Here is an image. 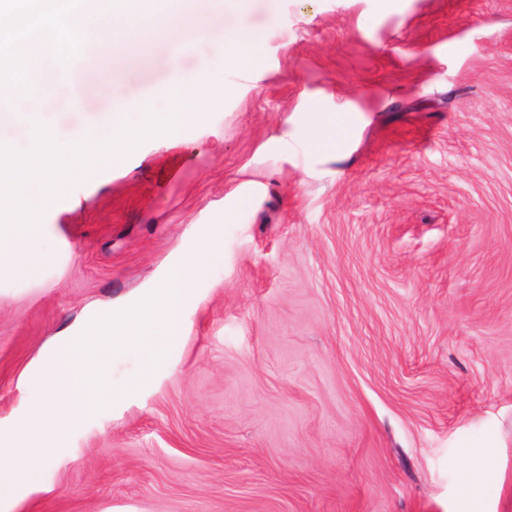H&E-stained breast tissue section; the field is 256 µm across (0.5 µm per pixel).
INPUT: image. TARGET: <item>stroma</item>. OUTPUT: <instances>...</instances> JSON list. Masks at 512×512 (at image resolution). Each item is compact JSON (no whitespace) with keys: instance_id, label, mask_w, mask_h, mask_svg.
<instances>
[{"instance_id":"1","label":"stroma","mask_w":512,"mask_h":512,"mask_svg":"<svg viewBox=\"0 0 512 512\" xmlns=\"http://www.w3.org/2000/svg\"><path fill=\"white\" fill-rule=\"evenodd\" d=\"M217 9L259 32L255 68L174 44L43 116L68 135L105 99L156 109L205 65L229 88L73 184L48 260L0 278V464L44 352L234 215L165 365L114 360L140 389L0 512H512V0Z\"/></svg>"}]
</instances>
